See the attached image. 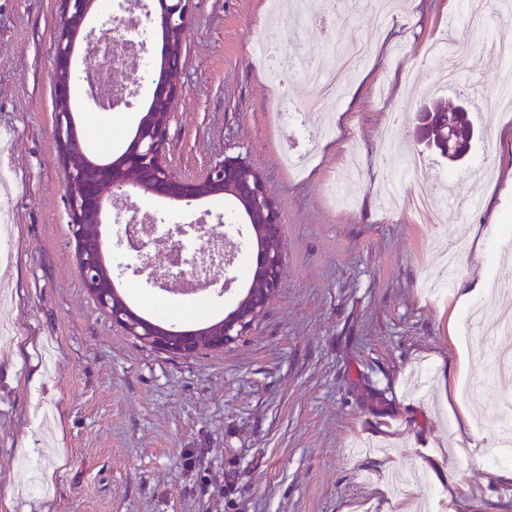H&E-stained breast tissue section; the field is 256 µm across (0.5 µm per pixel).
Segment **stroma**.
<instances>
[{"mask_svg": "<svg viewBox=\"0 0 512 512\" xmlns=\"http://www.w3.org/2000/svg\"><path fill=\"white\" fill-rule=\"evenodd\" d=\"M468 6L404 0L379 28L367 0L307 22L272 13L270 0H190L168 162L191 176L246 159L279 206L285 265L245 336L175 357L113 324L79 275L55 138L63 0H0V209L11 226L0 313L16 328L0 351V494L12 489L13 512H512V449L490 452L479 425L485 402L512 394V376L465 399L469 440L448 411L449 384L490 370L481 339L461 330L474 254L488 280L512 278V114L475 91L494 92L512 67L474 50L463 86H446L447 65L429 52L465 29ZM349 24L368 62L323 115L306 111L300 77L272 80L252 52L263 36L318 57ZM432 99L470 108L476 136L460 164L413 140ZM73 109L78 130H105L116 155L143 113ZM394 120L395 147L420 163L429 194L477 190L478 210L420 223L409 182L382 200L395 166L380 132ZM112 277L130 304L169 313L185 302L148 269ZM475 452L481 485L464 463ZM451 478L467 485L462 500H448Z\"/></svg>", "mask_w": 512, "mask_h": 512, "instance_id": "stroma-1", "label": "stroma"}]
</instances>
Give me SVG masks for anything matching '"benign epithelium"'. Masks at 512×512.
Here are the masks:
<instances>
[{"instance_id":"benign-epithelium-1","label":"benign epithelium","mask_w":512,"mask_h":512,"mask_svg":"<svg viewBox=\"0 0 512 512\" xmlns=\"http://www.w3.org/2000/svg\"><path fill=\"white\" fill-rule=\"evenodd\" d=\"M67 15L56 37L54 62V94L57 102V138L66 164V191L70 211V228L76 242L86 239V229H98L106 221L123 224L129 221L126 211L106 205L103 185L112 188L114 197H127L132 192L150 186V191L170 201L186 202L202 197L199 187H220L234 195L246 207V212L261 242L252 267L253 287L238 301L236 307L216 325L220 336L217 348H226L237 342L262 316L268 296L280 284L284 255L280 247L281 220L278 206L270 196L263 180L253 168L241 159H226L204 169L192 177H179L166 159V136L173 110L181 88L170 80V75L182 66L183 49L176 45L175 35L184 32L190 0H147L144 3V26L155 27L165 33L162 47V70L151 78L150 113L139 124L118 162L101 164L90 159L78 141L77 126L71 100L76 85L73 54L78 39L92 42V33L86 31L94 14L90 0H66ZM95 250L80 256V266L87 287L98 304L105 309L112 322L130 336H137L161 349L193 356L203 350L192 330L177 329L164 332L155 323L119 301L112 292L111 278L100 276L99 254Z\"/></svg>"}]
</instances>
